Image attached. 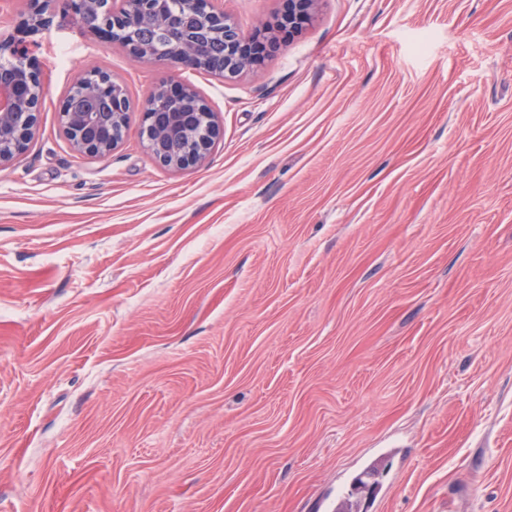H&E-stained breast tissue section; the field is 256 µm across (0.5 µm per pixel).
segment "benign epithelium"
Masks as SVG:
<instances>
[{"mask_svg": "<svg viewBox=\"0 0 512 512\" xmlns=\"http://www.w3.org/2000/svg\"><path fill=\"white\" fill-rule=\"evenodd\" d=\"M28 28L36 32L48 22V0H28ZM162 0H64L80 26L99 31L105 43L112 34L124 38V46L135 60L203 70L222 78H235L261 58L276 52L280 44L269 32L253 40L241 33L215 0H188L196 29L174 28L160 11ZM282 25L289 31L309 21L320 0H286ZM9 53L16 66L0 69V166L21 153L38 122L43 88L29 58L0 44V56ZM74 88L82 99L66 95L60 108L64 134L73 147L94 158L107 157L122 142L130 103L125 89L112 76L91 70ZM141 131L147 148L163 167L179 171L201 164L219 127L214 113L184 82L157 85L150 93Z\"/></svg>", "mask_w": 512, "mask_h": 512, "instance_id": "1", "label": "benign epithelium"}]
</instances>
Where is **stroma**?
<instances>
[{"mask_svg": "<svg viewBox=\"0 0 512 512\" xmlns=\"http://www.w3.org/2000/svg\"><path fill=\"white\" fill-rule=\"evenodd\" d=\"M248 35L283 0H218ZM0 39L41 112L0 167V512H512V0H321L233 80L133 61L63 12ZM101 69L122 144L62 100ZM192 84L219 135L141 136ZM81 93V100L66 95L60 108L64 134L73 147L94 158L107 157L122 142L128 123L130 103L125 89L112 76L90 70L73 86ZM109 112H99L101 102ZM190 99L205 111L206 124L202 133L195 129L196 112L174 110ZM143 114L141 134L147 148L160 165L170 170L179 171L201 164L219 134L214 113L195 88L184 82L157 85L147 99Z\"/></svg>", "mask_w": 512, "mask_h": 512, "instance_id": "stroma-1", "label": "stroma"}]
</instances>
